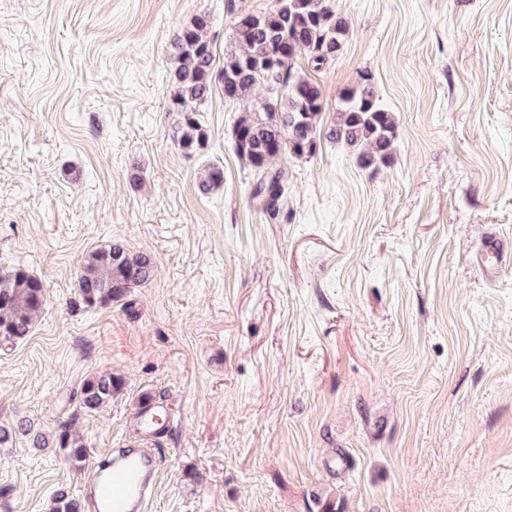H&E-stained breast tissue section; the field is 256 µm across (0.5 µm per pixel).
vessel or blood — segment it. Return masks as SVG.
I'll list each match as a JSON object with an SVG mask.
<instances>
[{"label":"vessel or blood","mask_w":512,"mask_h":512,"mask_svg":"<svg viewBox=\"0 0 512 512\" xmlns=\"http://www.w3.org/2000/svg\"><path fill=\"white\" fill-rule=\"evenodd\" d=\"M174 414L168 403L141 409L135 418L141 447L122 453L120 462L110 471L91 465L83 482V494L90 512H147V503L155 485L158 459L147 442L169 423Z\"/></svg>","instance_id":"vessel-or-blood-1"}]
</instances>
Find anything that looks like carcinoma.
I'll return each mask as SVG.
<instances>
[{
    "label": "carcinoma",
    "instance_id": "cac0c4a2",
    "mask_svg": "<svg viewBox=\"0 0 512 512\" xmlns=\"http://www.w3.org/2000/svg\"><path fill=\"white\" fill-rule=\"evenodd\" d=\"M244 17L248 19L245 26H233L235 48L224 54V67L218 72L207 37L209 15L196 16L175 37L169 111L178 117L175 134L179 149L193 155L205 148L208 134L195 114L218 83L224 97L247 109L234 128V147L257 175L249 184L250 197L269 213L279 210L284 195L282 171L274 168L276 160L285 154L297 159L311 156L322 138L350 149L364 168L387 164L397 139V123L394 114L380 104L370 73H363L357 84L343 91L340 108L325 128L318 126L322 110L319 85L292 75L298 56H305L313 69L321 70L342 50L350 29L333 7V0H276L272 9ZM223 185V168L204 169L199 180L202 193ZM152 277L148 256L113 241L84 256L77 288L87 306H110L128 298ZM45 304L46 290L39 278L21 268L0 275V347L29 336ZM122 386V378L116 374H91L81 385L80 407L96 411L110 403ZM56 445L66 450L65 461L75 468L86 458L84 444L65 426ZM81 509L80 500L61 491L52 498L50 512Z\"/></svg>",
    "mask_w": 512,
    "mask_h": 512
}]
</instances>
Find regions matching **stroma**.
<instances>
[{
	"mask_svg": "<svg viewBox=\"0 0 512 512\" xmlns=\"http://www.w3.org/2000/svg\"><path fill=\"white\" fill-rule=\"evenodd\" d=\"M274 3L0 0V272L47 295L0 348V426L69 425L93 459L136 443L141 402L173 405L149 512H512V258L493 279L474 261L512 243V0H334L343 50L293 71L325 126L370 71L392 160L320 141L283 162L272 215L234 151L242 105L215 88L188 156L168 103L180 28L208 14L220 68L236 16ZM113 240L153 277L88 307L79 262ZM95 372L124 385L89 413ZM84 476L16 435L0 512H48Z\"/></svg>",
	"mask_w": 512,
	"mask_h": 512,
	"instance_id": "35a3bbf8",
	"label": "stroma"
}]
</instances>
